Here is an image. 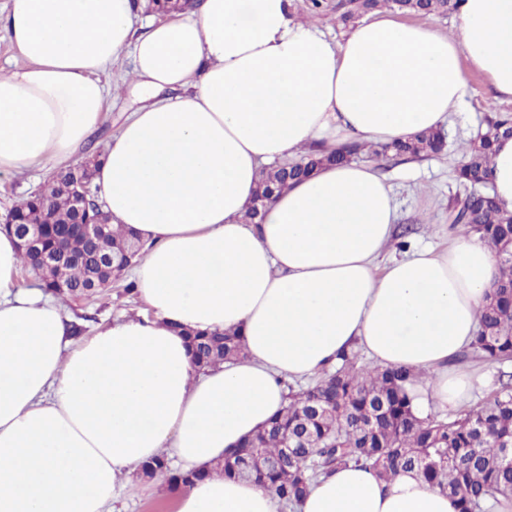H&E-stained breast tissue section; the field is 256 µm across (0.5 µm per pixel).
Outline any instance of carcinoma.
Here are the masks:
<instances>
[{
  "instance_id": "1",
  "label": "carcinoma",
  "mask_w": 512,
  "mask_h": 512,
  "mask_svg": "<svg viewBox=\"0 0 512 512\" xmlns=\"http://www.w3.org/2000/svg\"><path fill=\"white\" fill-rule=\"evenodd\" d=\"M462 0H347L336 5V21L347 27L377 10L400 14L444 16L460 9ZM147 11L168 16L183 10L181 0H149ZM512 133V121L499 119L464 147L457 179L470 185L491 184L494 141ZM445 146L439 130H425L408 141L364 148L353 143L338 154L305 153L293 168L279 165L262 172L244 218L261 215L257 203L267 205L289 184L308 177L327 162L352 161L362 153L375 157L438 155ZM94 177V160L59 169L42 187L10 214L12 232L27 224L45 225L42 247L75 253L64 281L49 268L35 267V255L21 249L22 268L39 273L43 288L63 302L99 292L101 283L117 276L143 256L140 241L120 228L105 227L104 238L86 237L84 224L99 220L101 206L79 212L68 186ZM452 225H462L484 238L500 262V275L487 297L479 330L462 356L483 361L512 359V214L501 211L491 193L469 196L449 208ZM196 366L217 367L244 355L232 329L202 332L183 329ZM416 375L396 367L361 363L359 350L339 355L336 369L323 371L313 386L289 394L288 404L241 447L224 456L216 472L244 476L271 492L286 508L296 509L312 481L350 464L369 465L387 480L401 471H415L442 491L458 498L461 512H485L512 504V389L453 418H419L408 387ZM288 458L279 467L271 461Z\"/></svg>"
}]
</instances>
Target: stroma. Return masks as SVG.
<instances>
[{
    "label": "stroma",
    "mask_w": 512,
    "mask_h": 512,
    "mask_svg": "<svg viewBox=\"0 0 512 512\" xmlns=\"http://www.w3.org/2000/svg\"><path fill=\"white\" fill-rule=\"evenodd\" d=\"M130 69L131 61L125 58L102 73V81L115 86L116 92L106 103L103 123L93 134L89 146L73 156V163H80L103 151L129 112L139 107L140 100L128 83ZM466 76L468 94L444 129L447 147L442 155L422 159H380L373 163L374 169L395 194L397 228L406 234V249L391 248V256L399 257L404 251L412 252L427 245L441 248L455 236V229L448 224V204L463 198L467 192L466 186L455 177L462 149L478 129L485 126L488 116L501 112L512 114V99L496 97L486 77L472 69L467 70ZM43 183L44 178L38 173L1 176L0 223ZM64 308L70 321L83 325L89 334L115 319L151 314L142 301L124 296L117 283L92 298L70 300ZM455 367L476 380L468 401L472 407L488 399L502 383H512V360L488 363L467 359L456 361ZM175 503L176 498L170 490L156 487L154 480L137 474L133 477L132 488L122 494L115 507L117 512H176Z\"/></svg>",
    "instance_id": "obj_1"
}]
</instances>
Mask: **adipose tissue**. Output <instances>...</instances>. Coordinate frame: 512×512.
<instances>
[{
  "label": "adipose tissue",
  "instance_id": "adipose-tissue-1",
  "mask_svg": "<svg viewBox=\"0 0 512 512\" xmlns=\"http://www.w3.org/2000/svg\"><path fill=\"white\" fill-rule=\"evenodd\" d=\"M133 0H10L21 66L0 74V175L50 173L85 145L132 57L142 104L108 143L97 199L148 251L132 278L152 319L74 339L62 307L18 284L0 226V512H111L142 464L191 476L177 512H277L213 466L302 380L360 348L416 372L454 409L474 387L452 360L474 339L499 262L473 232L378 265L394 235L390 188L367 164L320 169L243 219L263 168L308 150L383 145L437 129L468 93L466 67L512 97V0H463L454 35L364 22L343 42L292 0H202L135 33ZM492 192L512 213V138L492 147ZM235 329L243 358L197 369L180 328ZM431 404V405H432ZM300 512H459L413 472L347 466Z\"/></svg>",
  "mask_w": 512,
  "mask_h": 512
}]
</instances>
